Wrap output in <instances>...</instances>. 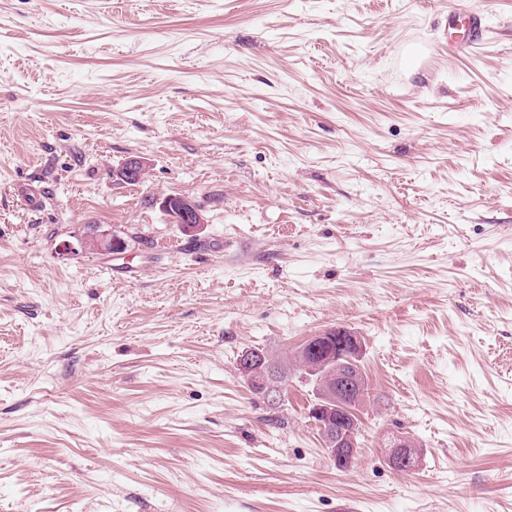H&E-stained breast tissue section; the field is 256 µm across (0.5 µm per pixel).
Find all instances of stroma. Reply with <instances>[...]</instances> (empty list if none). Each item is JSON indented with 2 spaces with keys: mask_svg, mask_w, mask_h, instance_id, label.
I'll list each match as a JSON object with an SVG mask.
<instances>
[{
  "mask_svg": "<svg viewBox=\"0 0 512 512\" xmlns=\"http://www.w3.org/2000/svg\"><path fill=\"white\" fill-rule=\"evenodd\" d=\"M334 328L344 470L297 370H238ZM511 472L512 0H0V512H512ZM160 204L161 209L169 213L176 224H182L186 232L200 231L205 224L201 209L188 197L169 194ZM363 343L354 332L337 328L307 338L294 352L302 382L316 379V399L308 416L319 428L327 455L334 463L350 466L360 448L359 412L367 389L362 371ZM326 365L334 369L321 376ZM277 369L283 378L288 379V358L276 364ZM239 370L249 387L270 392H277L279 397L288 381L277 375L274 365L266 354L255 351L246 355L239 362ZM414 447L415 443L409 437L403 434L395 435L390 441L389 446V448H392L389 454V463L391 467L396 471L402 470L401 472L407 474H410L412 471H414V468L418 467L419 458H416L414 468H410L412 463L405 467L408 461L407 454L409 453V448Z\"/></svg>",
  "mask_w": 512,
  "mask_h": 512,
  "instance_id": "stroma-1",
  "label": "stroma"
}]
</instances>
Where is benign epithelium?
<instances>
[{
  "mask_svg": "<svg viewBox=\"0 0 512 512\" xmlns=\"http://www.w3.org/2000/svg\"><path fill=\"white\" fill-rule=\"evenodd\" d=\"M147 163L140 157L128 159L120 176L127 182L144 178ZM161 209L189 233L202 229L205 219L201 209L191 199L169 194L161 201ZM363 343L354 332L337 328L307 338L294 352L305 383L317 376L316 399L308 416L319 428L327 455L340 465L352 464L360 448L359 412L366 401L367 381L362 371ZM239 370L248 384L267 393H282L288 381L277 375L274 365L261 352L246 355L239 362ZM415 443L403 434L390 441L389 463L400 471L407 464L409 449Z\"/></svg>",
  "mask_w": 512,
  "mask_h": 512,
  "instance_id": "1",
  "label": "benign epithelium"
}]
</instances>
